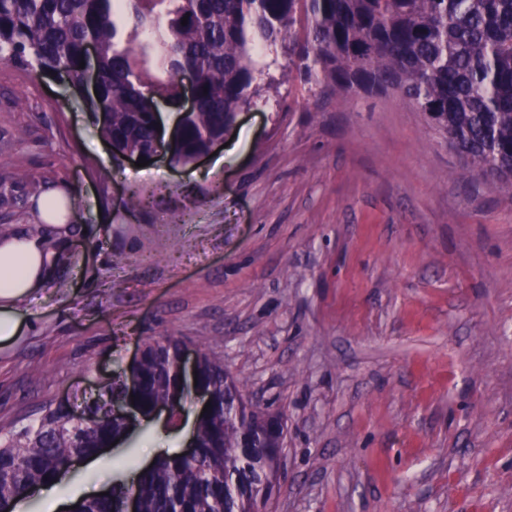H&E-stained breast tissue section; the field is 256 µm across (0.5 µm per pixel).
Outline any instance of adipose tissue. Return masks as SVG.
<instances>
[{"mask_svg":"<svg viewBox=\"0 0 512 512\" xmlns=\"http://www.w3.org/2000/svg\"><path fill=\"white\" fill-rule=\"evenodd\" d=\"M68 260L65 242L52 246L44 237L23 231L0 235V343L22 332L18 302L37 292Z\"/></svg>","mask_w":512,"mask_h":512,"instance_id":"1","label":"adipose tissue"}]
</instances>
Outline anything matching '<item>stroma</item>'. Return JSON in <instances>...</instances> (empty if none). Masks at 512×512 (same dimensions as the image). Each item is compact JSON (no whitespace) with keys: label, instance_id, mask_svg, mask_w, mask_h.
Wrapping results in <instances>:
<instances>
[{"label":"stroma","instance_id":"obj_1","mask_svg":"<svg viewBox=\"0 0 512 512\" xmlns=\"http://www.w3.org/2000/svg\"><path fill=\"white\" fill-rule=\"evenodd\" d=\"M287 63L260 50L262 91L227 147L141 168L67 77L0 63V229L39 230L51 188L75 208L73 263L0 348V428L50 400L84 407L143 340L173 337L282 414L271 512H512V194L403 99L340 103L283 80ZM200 408L187 396L185 424L138 427L25 512L185 452Z\"/></svg>","mask_w":512,"mask_h":512}]
</instances>
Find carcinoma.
Listing matches in <instances>:
<instances>
[{
	"label": "carcinoma",
	"instance_id": "1",
	"mask_svg": "<svg viewBox=\"0 0 512 512\" xmlns=\"http://www.w3.org/2000/svg\"><path fill=\"white\" fill-rule=\"evenodd\" d=\"M279 42L288 44V79L340 97L396 94L490 185L512 187V0H0V62L65 73L109 143L149 152L154 102L177 107L178 76L196 74L176 166L193 163L255 103L257 51ZM90 44L93 90L79 67ZM179 348L171 338L145 342L139 388L129 392L118 376L86 405L92 428L73 421L70 403L51 401L34 421L0 430V512L57 482L74 454L96 456L120 437L113 405L132 397L147 412L166 400L178 422ZM201 382L214 409L196 419L197 448L142 471L139 512H258L273 498L278 459L260 432L267 412L244 402L224 362L206 354ZM126 494L117 485L81 509L121 512Z\"/></svg>",
	"mask_w": 512,
	"mask_h": 512
}]
</instances>
